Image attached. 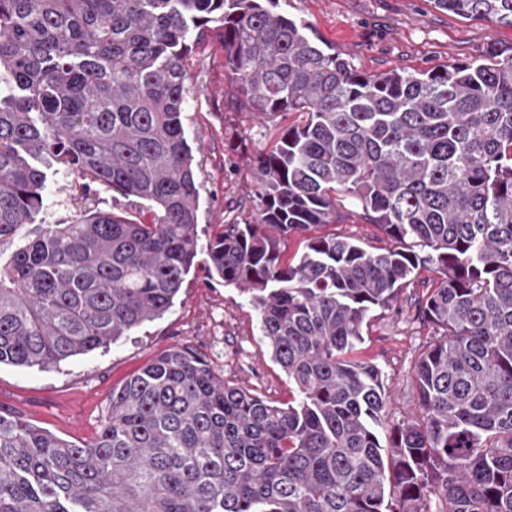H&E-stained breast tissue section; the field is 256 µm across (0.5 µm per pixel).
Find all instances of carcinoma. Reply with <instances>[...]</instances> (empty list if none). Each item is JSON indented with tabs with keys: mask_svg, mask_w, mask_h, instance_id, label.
Segmentation results:
<instances>
[{
	"mask_svg": "<svg viewBox=\"0 0 512 512\" xmlns=\"http://www.w3.org/2000/svg\"><path fill=\"white\" fill-rule=\"evenodd\" d=\"M278 2L0 0V365L53 367L173 306L199 254L192 34H219L249 111L303 116L254 157L255 212L206 248L296 398L172 347L112 390L88 443L0 406V512H512V46L368 75ZM431 2L512 28V0ZM108 191L151 221L100 207ZM349 212L392 247L309 236L282 261L289 233ZM428 268L419 410L384 445L382 371L346 355Z\"/></svg>",
	"mask_w": 512,
	"mask_h": 512,
	"instance_id": "carcinoma-1",
	"label": "carcinoma"
}]
</instances>
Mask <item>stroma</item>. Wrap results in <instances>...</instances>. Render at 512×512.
<instances>
[{
  "mask_svg": "<svg viewBox=\"0 0 512 512\" xmlns=\"http://www.w3.org/2000/svg\"><path fill=\"white\" fill-rule=\"evenodd\" d=\"M278 9L309 24L323 44L367 74L395 66L427 70L512 44V28L435 9L429 0H279ZM187 85L191 95L185 130L201 183L199 235L205 243L221 225L254 211L251 162L300 117L295 112L263 117L240 107L224 70V47L215 35L195 47ZM436 278L433 271L421 270L418 280L404 288L400 312L371 319L364 343L353 353L384 373L391 392L385 417L389 427L418 410L411 375L432 330L414 319L410 304ZM175 346L208 356L225 380L262 397L278 403L293 397L286 374L260 334L256 312L237 288L208 277L201 254L173 307L118 343L50 369L1 364L0 404L64 439L87 442L99 430L112 389Z\"/></svg>",
  "mask_w": 512,
  "mask_h": 512,
  "instance_id": "stroma-1",
  "label": "stroma"
}]
</instances>
